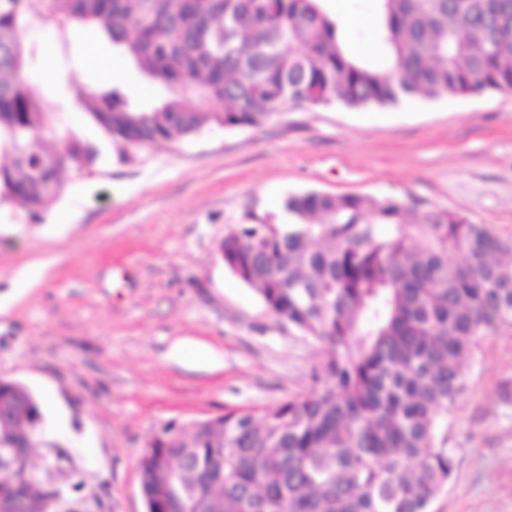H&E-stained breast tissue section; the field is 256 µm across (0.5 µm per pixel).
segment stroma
Returning a JSON list of instances; mask_svg holds the SVG:
<instances>
[{"label":"stroma","mask_w":512,"mask_h":512,"mask_svg":"<svg viewBox=\"0 0 512 512\" xmlns=\"http://www.w3.org/2000/svg\"><path fill=\"white\" fill-rule=\"evenodd\" d=\"M73 34L32 25L27 76L45 147L76 137L99 156L62 171L41 222L0 207V379L36 393L85 495L145 512L138 459L162 426L259 417L314 385L317 346L225 267L226 225L283 221L288 194L320 191L445 208L512 236V92L292 106L257 128L133 146L81 112L101 82ZM448 420L457 468L431 512H512V335L482 341Z\"/></svg>","instance_id":"obj_1"}]
</instances>
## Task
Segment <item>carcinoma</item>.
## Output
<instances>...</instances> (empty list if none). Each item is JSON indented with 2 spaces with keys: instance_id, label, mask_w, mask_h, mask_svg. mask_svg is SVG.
Listing matches in <instances>:
<instances>
[{
  "instance_id": "cac0c4a2",
  "label": "carcinoma",
  "mask_w": 512,
  "mask_h": 512,
  "mask_svg": "<svg viewBox=\"0 0 512 512\" xmlns=\"http://www.w3.org/2000/svg\"><path fill=\"white\" fill-rule=\"evenodd\" d=\"M0 0V204L38 221L65 166L94 163L77 138L46 150L48 115L25 70L36 21L98 28L167 95L133 107L122 88L85 93L108 136L148 145L206 125L258 127L288 105L360 109L512 90V0H377L378 63L345 49L323 0ZM198 97L190 106L187 99ZM224 103L216 110L209 102ZM289 221L227 226L219 253L274 316L320 351L315 386L257 419L229 411L171 423L138 459L147 512H429L456 470L448 415L484 337L512 335V237L460 212L410 219L390 198L307 191ZM457 256L448 262V254ZM53 455L32 460L27 438ZM0 483L16 512H60L81 472L50 439L34 392L0 379Z\"/></svg>"
}]
</instances>
